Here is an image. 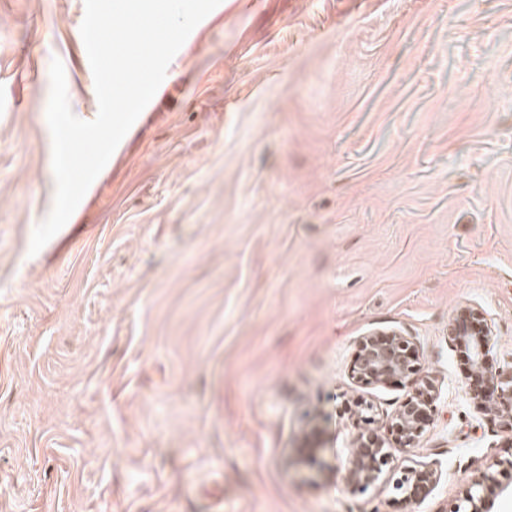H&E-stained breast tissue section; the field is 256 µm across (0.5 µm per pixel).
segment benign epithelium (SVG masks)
Listing matches in <instances>:
<instances>
[{
    "mask_svg": "<svg viewBox=\"0 0 512 512\" xmlns=\"http://www.w3.org/2000/svg\"><path fill=\"white\" fill-rule=\"evenodd\" d=\"M493 332L486 313L479 307H466L459 311V319L448 324V341L455 349H470L467 358L475 382L466 386V394L477 409L502 419L503 428L512 432V374L501 375L487 371V356ZM352 378L370 385L384 383L394 378H408L415 388L400 404L391 419L390 429L398 449H393L371 429L356 434L346 446L348 485L366 491L375 485L394 462L395 451H405L414 446L426 431L434 412L437 394L433 385L419 378L416 350L399 331L371 333L359 340L351 367ZM321 431L316 420L307 426L308 441L303 460L311 466L320 465L314 448L315 437ZM439 480L437 469L422 465L401 468V477L395 488L405 498L415 500ZM492 474L486 472L482 479L463 492L462 501L470 507L468 512H493L496 498L503 494Z\"/></svg>",
    "mask_w": 512,
    "mask_h": 512,
    "instance_id": "1",
    "label": "benign epithelium"
}]
</instances>
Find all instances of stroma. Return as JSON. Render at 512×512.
Returning <instances> with one entry per match:
<instances>
[{
	"label": "stroma",
	"instance_id": "obj_1",
	"mask_svg": "<svg viewBox=\"0 0 512 512\" xmlns=\"http://www.w3.org/2000/svg\"><path fill=\"white\" fill-rule=\"evenodd\" d=\"M84 10L0 0V512H453L487 471L512 512V433L448 342L482 308L512 373V0H221L33 255L52 59L97 115ZM391 330L438 394L398 456L438 466L418 501L346 480L351 405L384 437L413 390L351 376Z\"/></svg>",
	"mask_w": 512,
	"mask_h": 512
}]
</instances>
